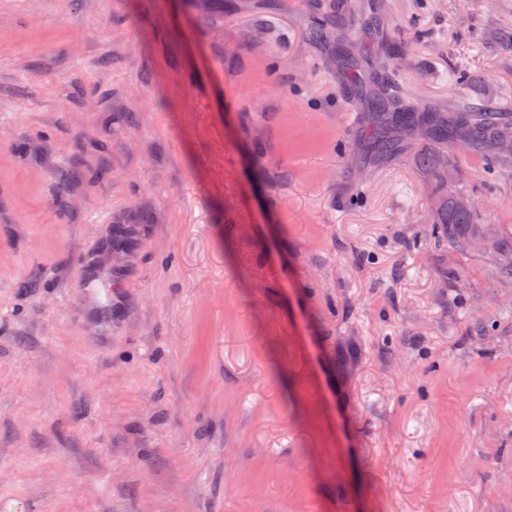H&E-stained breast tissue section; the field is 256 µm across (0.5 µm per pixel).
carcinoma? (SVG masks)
<instances>
[{
  "label": "carcinoma",
  "mask_w": 512,
  "mask_h": 512,
  "mask_svg": "<svg viewBox=\"0 0 512 512\" xmlns=\"http://www.w3.org/2000/svg\"><path fill=\"white\" fill-rule=\"evenodd\" d=\"M369 45L359 47L341 30L343 16L353 13L352 0H336L329 9L317 7L307 28V40L329 50L336 59L341 88L353 104L368 113L370 126L363 130L364 150L382 160L401 157L423 126L427 138L411 158L417 174L445 190L438 194L432 235L437 242L465 245L479 235L475 210L461 209L453 185L457 169L448 150L465 140L474 148L498 157L512 152V121H502L503 113L489 107L467 106L455 111L439 103H416L399 96L392 79L401 66L404 51L389 38L384 4L370 0L362 8ZM141 224L112 225V252L127 254L140 235Z\"/></svg>",
  "instance_id": "obj_1"
}]
</instances>
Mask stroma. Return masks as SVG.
Returning a JSON list of instances; mask_svg holds the SVG:
<instances>
[{"mask_svg": "<svg viewBox=\"0 0 512 512\" xmlns=\"http://www.w3.org/2000/svg\"><path fill=\"white\" fill-rule=\"evenodd\" d=\"M313 5L0 0V512H512V166L437 245ZM386 5L402 96L512 113V0ZM142 228L139 224H113L112 253H129Z\"/></svg>", "mask_w": 512, "mask_h": 512, "instance_id": "35a3bbf8", "label": "stroma"}]
</instances>
